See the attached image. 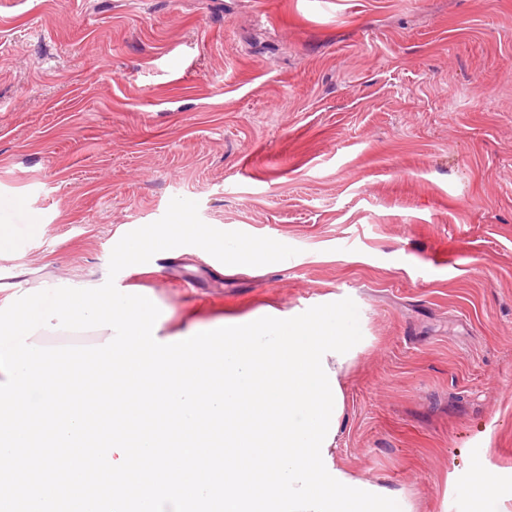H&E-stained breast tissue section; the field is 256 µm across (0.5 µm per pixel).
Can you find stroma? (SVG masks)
<instances>
[{
  "label": "stroma",
  "instance_id": "stroma-1",
  "mask_svg": "<svg viewBox=\"0 0 512 512\" xmlns=\"http://www.w3.org/2000/svg\"><path fill=\"white\" fill-rule=\"evenodd\" d=\"M297 248L192 246L117 289L168 331L342 296L341 465L416 512L512 493V0H0V298L102 286L172 198ZM456 494L463 499H474L480 505L475 512H511L512 496L505 497L498 486L476 462L470 465L466 479L458 483Z\"/></svg>",
  "mask_w": 512,
  "mask_h": 512
}]
</instances>
